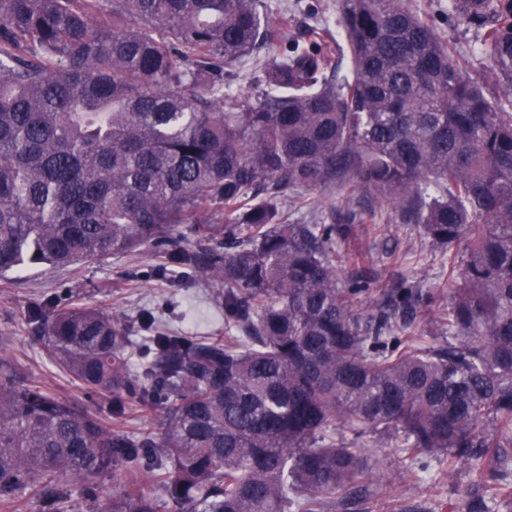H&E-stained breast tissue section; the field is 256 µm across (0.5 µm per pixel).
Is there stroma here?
Here are the masks:
<instances>
[{
	"label": "stroma",
	"mask_w": 512,
	"mask_h": 512,
	"mask_svg": "<svg viewBox=\"0 0 512 512\" xmlns=\"http://www.w3.org/2000/svg\"><path fill=\"white\" fill-rule=\"evenodd\" d=\"M309 2L262 0L272 18L296 33L318 22L335 24L336 0H320L321 12L315 18L308 14ZM336 250L344 281L351 277L355 260L362 258L370 261L379 287H390L403 276L420 281L425 289L448 287L447 253L431 246L418 230L399 223L390 211L380 221L364 219ZM162 265L157 253L140 250L66 267L41 264L1 276L0 358L17 361L26 383L111 419L109 398L87 396L52 360L28 312L49 302L58 310L81 304L118 317L126 331L124 357L134 373L139 370L137 352L150 335L226 339L224 299L217 285L203 277L173 280L161 274ZM368 444L385 482L377 495L353 501L345 512H470L465 483L449 477L433 482L430 474L412 471L392 442L377 437Z\"/></svg>",
	"instance_id": "1"
}]
</instances>
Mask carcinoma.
I'll return each instance as SVG.
<instances>
[{
    "mask_svg": "<svg viewBox=\"0 0 512 512\" xmlns=\"http://www.w3.org/2000/svg\"><path fill=\"white\" fill-rule=\"evenodd\" d=\"M0 0V276L151 248L224 288L227 340L163 333L133 375L120 322L33 311L48 352L89 394L165 408L158 438L21 381L0 359V503L46 512H336L384 472L366 439L425 471L467 467L477 512L512 503V0H449L469 59L404 0H339L337 31L302 35L261 0ZM251 59L247 95L230 67ZM349 178L447 252L453 341L423 346L419 282L354 302L347 223L292 222ZM194 226L199 248L178 247ZM122 475L106 499L98 479Z\"/></svg>",
    "mask_w": 512,
    "mask_h": 512,
    "instance_id": "cac0c4a2",
    "label": "carcinoma"
}]
</instances>
